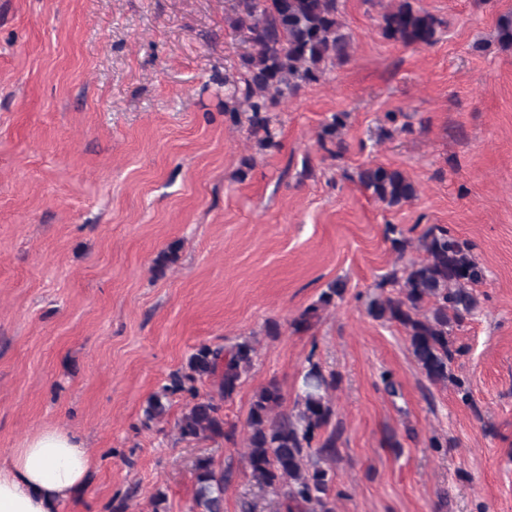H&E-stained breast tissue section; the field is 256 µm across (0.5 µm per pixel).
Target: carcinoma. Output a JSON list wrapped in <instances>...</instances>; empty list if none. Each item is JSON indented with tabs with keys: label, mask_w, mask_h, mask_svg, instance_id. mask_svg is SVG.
<instances>
[{
	"label": "carcinoma",
	"mask_w": 512,
	"mask_h": 512,
	"mask_svg": "<svg viewBox=\"0 0 512 512\" xmlns=\"http://www.w3.org/2000/svg\"><path fill=\"white\" fill-rule=\"evenodd\" d=\"M341 0H237L233 25L245 31L252 51L241 57L237 74L224 77V117L234 125L245 124L263 149L276 148L271 109L309 83L319 82L331 68L350 56V39L341 19ZM441 21L432 13L398 0L382 13L383 35L406 46H431ZM344 114H333L323 125L321 146L331 144L333 154L345 149ZM362 187L390 207L411 201L417 190L397 169L368 166L358 174ZM386 238L400 253L410 241L397 228L386 226ZM423 257L410 261L389 277L394 295H376L367 313L376 321L400 326L418 366L432 383L448 380V368L461 349L452 336L478 311L475 287L484 270L473 253L474 244L462 241L439 224L429 226L418 238ZM345 283L328 285L318 301L307 307L294 325L310 324L318 311L341 300ZM256 347L250 337L229 346L201 343L190 353L185 370L170 376L153 393L144 409L145 423L162 419L170 397L188 395L177 422L182 441L221 439L232 442L235 426L224 420V403L231 400L253 367ZM213 380L215 394L202 397L196 383ZM336 374L325 373L309 361L292 410L282 408L276 380L254 396L249 416L246 452L251 481L261 489L282 495L286 512H336L331 498L333 474L323 463L338 454L336 430L325 432L334 414L329 392ZM195 491L190 512H224V486L230 474L202 456L194 463Z\"/></svg>",
	"instance_id": "obj_1"
}]
</instances>
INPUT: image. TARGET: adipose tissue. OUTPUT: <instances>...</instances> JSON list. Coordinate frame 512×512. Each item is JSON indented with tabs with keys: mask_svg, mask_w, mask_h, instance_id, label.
Listing matches in <instances>:
<instances>
[{
	"mask_svg": "<svg viewBox=\"0 0 512 512\" xmlns=\"http://www.w3.org/2000/svg\"><path fill=\"white\" fill-rule=\"evenodd\" d=\"M94 466L79 433L42 428L0 458V512H57L87 483Z\"/></svg>",
	"mask_w": 512,
	"mask_h": 512,
	"instance_id": "obj_1",
	"label": "adipose tissue"
}]
</instances>
